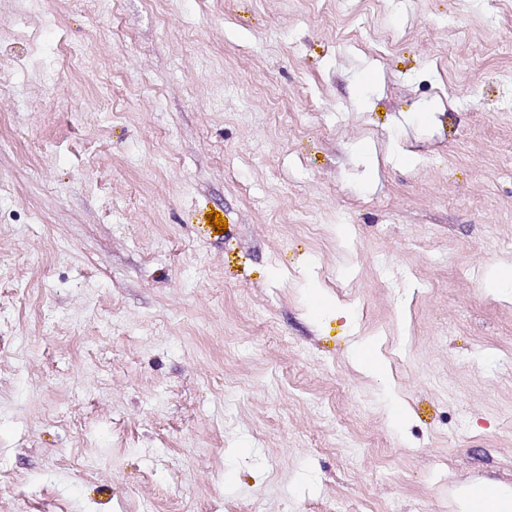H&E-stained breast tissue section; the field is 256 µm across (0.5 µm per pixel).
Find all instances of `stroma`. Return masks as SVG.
I'll use <instances>...</instances> for the list:
<instances>
[{
    "instance_id": "obj_1",
    "label": "stroma",
    "mask_w": 512,
    "mask_h": 512,
    "mask_svg": "<svg viewBox=\"0 0 512 512\" xmlns=\"http://www.w3.org/2000/svg\"><path fill=\"white\" fill-rule=\"evenodd\" d=\"M478 483L512 490V0H0V512ZM352 358L362 372L376 377L384 385L390 383L387 365L379 355L375 344L365 341L355 342L352 346Z\"/></svg>"
}]
</instances>
